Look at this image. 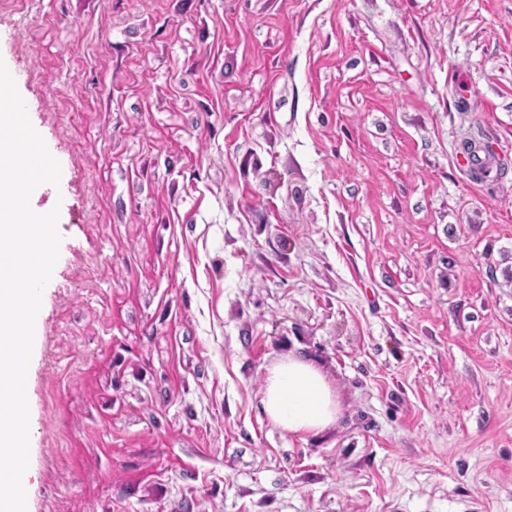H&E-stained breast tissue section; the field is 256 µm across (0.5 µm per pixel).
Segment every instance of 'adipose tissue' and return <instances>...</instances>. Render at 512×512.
<instances>
[{"instance_id": "adipose-tissue-1", "label": "adipose tissue", "mask_w": 512, "mask_h": 512, "mask_svg": "<svg viewBox=\"0 0 512 512\" xmlns=\"http://www.w3.org/2000/svg\"><path fill=\"white\" fill-rule=\"evenodd\" d=\"M263 405L269 420L291 434H318L338 414L336 398L324 376L297 355L269 370Z\"/></svg>"}]
</instances>
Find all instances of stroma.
<instances>
[{
	"label": "stroma",
	"mask_w": 512,
	"mask_h": 512,
	"mask_svg": "<svg viewBox=\"0 0 512 512\" xmlns=\"http://www.w3.org/2000/svg\"><path fill=\"white\" fill-rule=\"evenodd\" d=\"M0 61L62 170L27 512H512V0H0ZM264 411L289 434L316 435L336 420V397L324 376L301 356H288L265 379Z\"/></svg>",
	"instance_id": "obj_1"
}]
</instances>
